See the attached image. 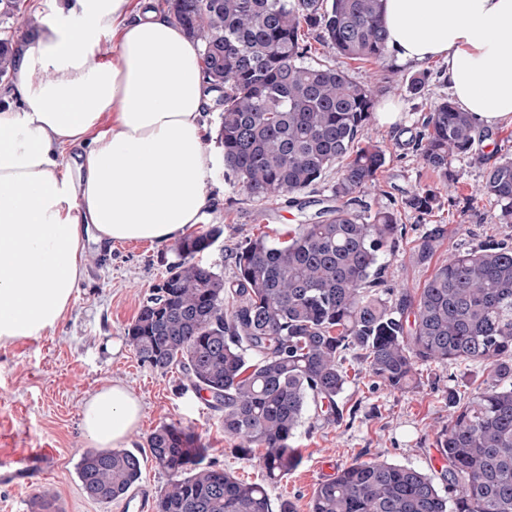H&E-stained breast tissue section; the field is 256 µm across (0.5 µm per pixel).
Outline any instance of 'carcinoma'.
I'll return each mask as SVG.
<instances>
[{
  "label": "carcinoma",
  "instance_id": "cac0c4a2",
  "mask_svg": "<svg viewBox=\"0 0 512 512\" xmlns=\"http://www.w3.org/2000/svg\"><path fill=\"white\" fill-rule=\"evenodd\" d=\"M167 15L201 44L200 71L222 106L218 137L226 175L251 198L291 200L340 167L335 201L288 239L258 236L235 253V280L197 256L219 227L183 238L177 261L141 305L126 338L141 362L181 368L179 389L208 394L224 436L249 456L263 448L271 480L300 462L294 447L309 407L343 420V362L362 355L368 372L394 391L411 386L418 364L484 363L487 386L466 401L448 389L452 414L437 447L448 472L438 489L424 471L381 460L355 461L314 488L310 512H512V245L487 240L450 253L418 289L399 298L379 289L382 256L402 237L387 207L363 197L386 164L365 142L375 112L368 86L345 71L307 62L310 38L350 60H384L381 0H164ZM28 28L24 0H0V23ZM14 60V33L0 29V81ZM476 129L450 100L434 102L411 142L453 187L448 166L471 154ZM478 192L512 223V158L486 171ZM440 196L420 188L402 208L429 216ZM438 236H423L426 262ZM413 321L406 325L405 310ZM155 466L169 476L157 512H294L266 487L240 481L213 463L199 436L162 424L148 437ZM127 449L84 454L78 477L88 497L112 502L139 481Z\"/></svg>",
  "mask_w": 512,
  "mask_h": 512
}]
</instances>
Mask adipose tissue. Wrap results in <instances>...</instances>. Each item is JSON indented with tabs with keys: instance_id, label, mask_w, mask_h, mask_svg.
<instances>
[{
	"instance_id": "adipose-tissue-1",
	"label": "adipose tissue",
	"mask_w": 512,
	"mask_h": 512,
	"mask_svg": "<svg viewBox=\"0 0 512 512\" xmlns=\"http://www.w3.org/2000/svg\"><path fill=\"white\" fill-rule=\"evenodd\" d=\"M382 17L400 61H445L477 128L512 125V0H382ZM200 51L153 0H70L27 31L0 103V345L61 321L84 233L161 246L201 221L213 158ZM81 415L105 451L141 405L114 382Z\"/></svg>"
}]
</instances>
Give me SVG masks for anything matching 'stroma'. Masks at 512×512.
<instances>
[{
    "label": "stroma",
    "instance_id": "1",
    "mask_svg": "<svg viewBox=\"0 0 512 512\" xmlns=\"http://www.w3.org/2000/svg\"><path fill=\"white\" fill-rule=\"evenodd\" d=\"M312 62L344 69L351 79L373 87L377 102L396 103L394 123L374 117L366 142L381 146L388 162L367 196L372 206L400 203L416 188H441L438 176L409 142V128L420 125L431 104L449 97L441 74L442 61L402 63L387 55L380 63L343 59L320 44H313ZM391 70L398 85L389 91L382 79ZM425 81L422 93L409 88L412 78ZM206 144L215 164L208 186L211 204L194 232L221 226L223 233L204 253V263L234 280V255L246 240L269 235L280 238L296 225L311 221L329 195L336 172L301 192L291 207L278 202H257L224 174V147L217 137L220 112L208 106L203 117ZM512 158V125L483 129L477 134L472 157L452 162L458 179L452 199L429 216L402 211L406 231L387 253L386 285L393 291L417 290L449 253L463 251L484 239L512 244V224L497 223L494 210L478 194L485 172L504 158ZM440 229L439 246L426 263L415 259L422 234ZM86 257V275L79 282L71 306L57 327L44 335L0 346V475L18 473L16 482L0 479V512H35L34 497L46 495L54 512H120L121 501L89 498L78 478L77 464L88 452L89 441L81 428L83 399L105 383H125L141 400L143 417L132 436L134 451L142 460L138 488L160 491L167 474L150 459L147 438L161 424L173 423L199 435L207 459L240 480L265 484L273 500L290 501L295 512H310L315 486L329 479L331 470L354 460L381 459L410 465L429 473L438 488H445V470L432 458L438 431L447 424L448 391L468 397L485 387L489 370L482 365L438 367L421 364L416 370L419 387L394 392L371 376L365 366L353 363L341 395L344 420L325 422L308 412L297 432L295 446L301 464L282 479L268 481L254 457L237 453L236 440L225 437L221 418L194 393H181L180 368L161 372L139 361L126 340V329L154 285L176 261L173 244L163 246L131 242L100 243L93 237L80 242ZM51 449L40 462L35 449Z\"/></svg>",
    "mask_w": 512,
    "mask_h": 512
}]
</instances>
